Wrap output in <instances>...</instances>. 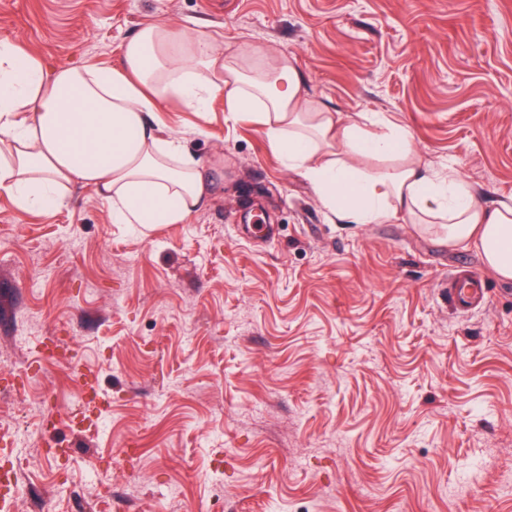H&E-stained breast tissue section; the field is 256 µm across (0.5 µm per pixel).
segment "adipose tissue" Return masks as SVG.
I'll return each instance as SVG.
<instances>
[{"label":"adipose tissue","instance_id":"adipose-tissue-1","mask_svg":"<svg viewBox=\"0 0 512 512\" xmlns=\"http://www.w3.org/2000/svg\"><path fill=\"white\" fill-rule=\"evenodd\" d=\"M223 93L230 113H251L288 168L300 171L335 217L381 224L407 214L442 223L449 243L475 244L512 280V201L480 203L456 171L431 175L410 160L407 131H366L315 106L288 57L245 44L224 56L199 31L154 22L123 46L118 68L51 69L42 55L0 41V194L22 213H49L90 187L119 224H181L208 188L180 137L153 113L171 100L201 111ZM397 161L365 172L358 156Z\"/></svg>","mask_w":512,"mask_h":512}]
</instances>
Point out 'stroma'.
Returning <instances> with one entry per match:
<instances>
[{
  "label": "stroma",
  "instance_id": "obj_1",
  "mask_svg": "<svg viewBox=\"0 0 512 512\" xmlns=\"http://www.w3.org/2000/svg\"><path fill=\"white\" fill-rule=\"evenodd\" d=\"M153 22L291 56L325 110L512 198V0H0V39L57 68L120 66ZM158 119L211 186L185 223H113L88 187L51 213L0 194V373L24 375L0 436L64 451L4 512H512V280L440 225L333 219L223 95ZM465 272L487 299L459 313L442 287ZM88 376L102 430L68 425Z\"/></svg>",
  "mask_w": 512,
  "mask_h": 512
}]
</instances>
